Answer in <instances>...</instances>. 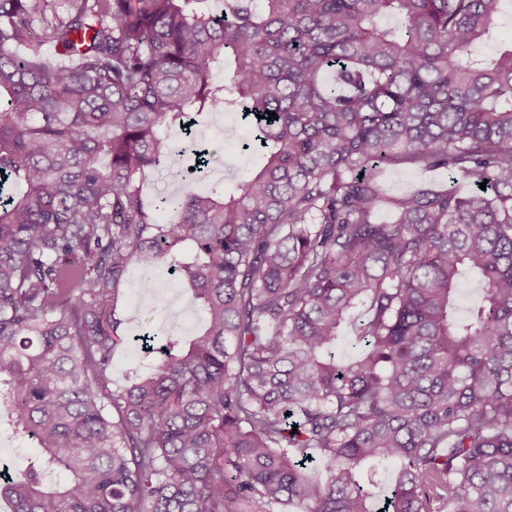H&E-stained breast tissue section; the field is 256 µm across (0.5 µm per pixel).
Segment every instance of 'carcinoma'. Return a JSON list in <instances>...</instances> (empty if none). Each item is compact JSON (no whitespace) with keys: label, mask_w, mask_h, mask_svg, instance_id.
Returning <instances> with one entry per match:
<instances>
[{"label":"carcinoma","mask_w":512,"mask_h":512,"mask_svg":"<svg viewBox=\"0 0 512 512\" xmlns=\"http://www.w3.org/2000/svg\"><path fill=\"white\" fill-rule=\"evenodd\" d=\"M202 2L58 0L34 44L45 0H0V425L33 445L0 501L512 512V44L488 48L512 0ZM220 112L254 121L263 164L196 191L169 133ZM385 166L470 189L388 195ZM161 168L184 191L150 200ZM134 261L202 325L146 326L111 390ZM138 348L135 343H131L116 352L112 366V389L124 385L134 370L142 365V358L137 353Z\"/></svg>","instance_id":"carcinoma-1"}]
</instances>
